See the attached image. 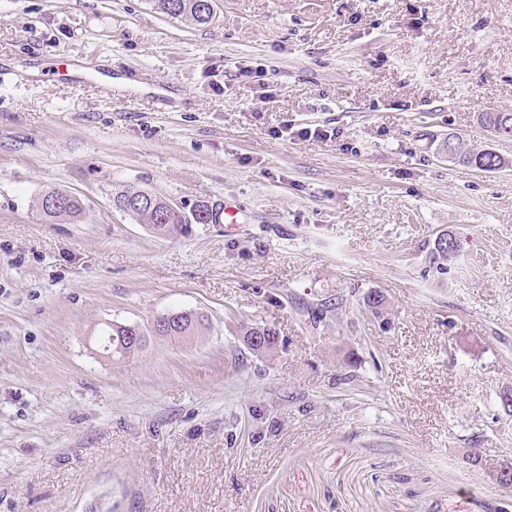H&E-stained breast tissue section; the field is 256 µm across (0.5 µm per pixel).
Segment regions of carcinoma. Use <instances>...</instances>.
Returning a JSON list of instances; mask_svg holds the SVG:
<instances>
[{
	"label": "carcinoma",
	"instance_id": "1",
	"mask_svg": "<svg viewBox=\"0 0 512 512\" xmlns=\"http://www.w3.org/2000/svg\"><path fill=\"white\" fill-rule=\"evenodd\" d=\"M155 5L161 13L172 18L185 17L197 24H206L208 20L200 9L199 0H154ZM501 112H480L477 119L482 125L493 132L496 137L502 139L512 138V116L502 119ZM448 155L451 159L463 165H474L485 171H497L506 166V161L499 153L494 151H483L478 148H466L460 141L453 142L449 148ZM141 195L139 190L116 189L112 192V206L123 212L137 224H142L156 237H171L183 235L188 232L192 224H217L220 220V211L203 202L194 207L188 213H171L166 222H158V210L149 207L128 211L124 204L129 199ZM85 211L84 200L73 194L66 206L52 211L43 212L49 219L67 217L73 221L78 220ZM160 320L168 324V331L163 337L178 341H191L203 335L206 330L204 318L193 312H173L160 316ZM112 339L110 353L112 362L123 363L139 355L148 342V336L137 325L114 323L104 324L98 331L97 341L103 343L106 339Z\"/></svg>",
	"mask_w": 512,
	"mask_h": 512
}]
</instances>
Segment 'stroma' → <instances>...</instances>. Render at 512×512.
Returning a JSON list of instances; mask_svg holds the SVG:
<instances>
[{"label": "stroma", "mask_w": 512, "mask_h": 512, "mask_svg": "<svg viewBox=\"0 0 512 512\" xmlns=\"http://www.w3.org/2000/svg\"><path fill=\"white\" fill-rule=\"evenodd\" d=\"M0 65V512H512V168L441 148L512 159V0H0ZM118 186L238 221L160 239ZM178 311L205 335L98 355ZM200 0H154L155 5L161 13L172 18L185 17L197 24H206L210 17L204 18L201 12ZM510 113V117L502 120L503 114ZM477 119L495 136L502 139L512 138V112H480ZM507 123V124H506ZM452 142L453 144L449 148L448 156H451L450 159L460 164L474 165L477 168L491 172L500 170L509 164V161L506 164V161L497 152L483 151V149L478 148H465L458 137L457 141L452 139ZM68 191H60V190H51L46 192L45 194H42L38 200V208L40 212L49 219H56L61 217H67L73 221H77L78 218H80L84 211H85V202L76 194L69 195V202L65 207H62L58 210H55L57 207H59L63 201L64 198H61L59 196H53V197H47V199L44 200V197L46 195H53V194H68ZM43 200H44V208L47 210H55L52 212H46L43 209ZM112 324V327H111ZM112 333L111 348L107 353H112V363H123L138 356L146 347L148 336L138 325L121 323H104L96 335L98 342H105ZM130 336H138L134 342ZM108 360H111L107 358Z\"/></svg>", "instance_id": "obj_1"}]
</instances>
